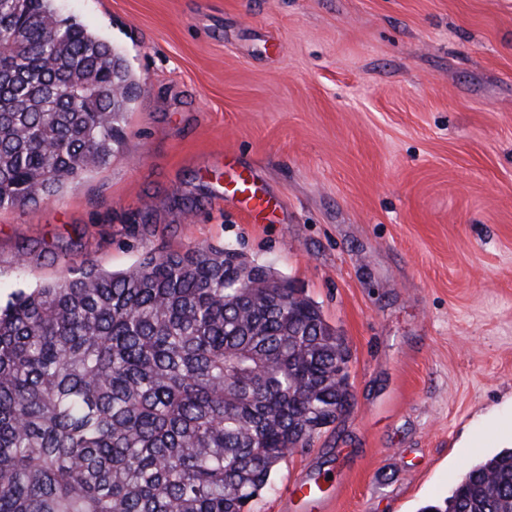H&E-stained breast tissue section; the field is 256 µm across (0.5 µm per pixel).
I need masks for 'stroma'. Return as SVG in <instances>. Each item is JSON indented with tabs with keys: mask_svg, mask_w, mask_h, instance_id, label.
<instances>
[{
	"mask_svg": "<svg viewBox=\"0 0 512 512\" xmlns=\"http://www.w3.org/2000/svg\"><path fill=\"white\" fill-rule=\"evenodd\" d=\"M55 8L140 91L106 166L0 210L1 300L201 244L302 288L349 346L351 402L253 512H420L512 443V0ZM239 171L265 218L232 199ZM233 198L251 204L247 211L253 215H259L269 210L273 206L272 198L257 185L255 179L250 174L238 175L235 180V188L232 191Z\"/></svg>",
	"mask_w": 512,
	"mask_h": 512,
	"instance_id": "1",
	"label": "stroma"
}]
</instances>
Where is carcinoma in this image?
I'll return each mask as SVG.
<instances>
[{
  "mask_svg": "<svg viewBox=\"0 0 512 512\" xmlns=\"http://www.w3.org/2000/svg\"><path fill=\"white\" fill-rule=\"evenodd\" d=\"M0 209L106 165L137 84L54 0H0ZM349 351L300 288L239 279L224 248L146 252L0 306V512H249L288 452L346 410ZM422 512H512V448Z\"/></svg>",
  "mask_w": 512,
  "mask_h": 512,
  "instance_id": "cac0c4a2",
  "label": "carcinoma"
}]
</instances>
